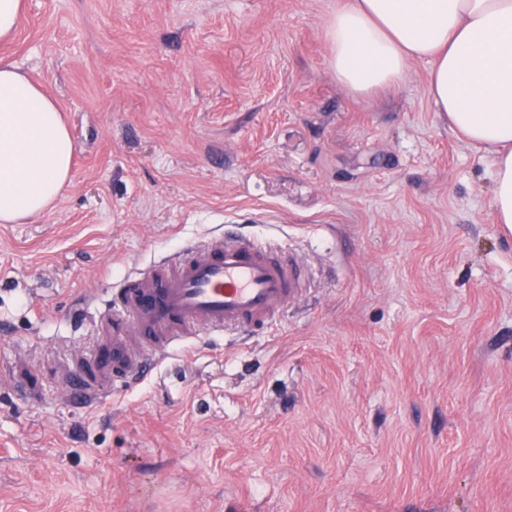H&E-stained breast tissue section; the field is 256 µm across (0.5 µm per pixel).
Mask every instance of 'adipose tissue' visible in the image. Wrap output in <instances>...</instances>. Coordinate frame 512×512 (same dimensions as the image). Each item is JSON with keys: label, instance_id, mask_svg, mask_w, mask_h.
Returning <instances> with one entry per match:
<instances>
[{"label": "adipose tissue", "instance_id": "adipose-tissue-1", "mask_svg": "<svg viewBox=\"0 0 512 512\" xmlns=\"http://www.w3.org/2000/svg\"><path fill=\"white\" fill-rule=\"evenodd\" d=\"M326 30L336 80L354 95L430 62V96L453 133L491 154L494 221L512 229V0H345ZM74 151L57 102L1 58L0 223L50 209Z\"/></svg>", "mask_w": 512, "mask_h": 512}]
</instances>
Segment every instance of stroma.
Here are the masks:
<instances>
[{
	"label": "stroma",
	"instance_id": "1",
	"mask_svg": "<svg viewBox=\"0 0 512 512\" xmlns=\"http://www.w3.org/2000/svg\"><path fill=\"white\" fill-rule=\"evenodd\" d=\"M342 0H25L0 56L75 142L0 224V512H512V232L491 157L412 61L347 92ZM231 226L306 287L268 332L195 336L104 406L65 398L85 318Z\"/></svg>",
	"mask_w": 512,
	"mask_h": 512
}]
</instances>
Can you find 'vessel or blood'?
<instances>
[{
	"label": "vessel or blood",
	"instance_id": "b4317fda",
	"mask_svg": "<svg viewBox=\"0 0 512 512\" xmlns=\"http://www.w3.org/2000/svg\"><path fill=\"white\" fill-rule=\"evenodd\" d=\"M304 286L298 262L258 239L220 234L189 244L128 277L117 301L95 315L96 352L74 362L65 391L83 403H107L117 385L140 378L150 358L190 337L270 329Z\"/></svg>",
	"mask_w": 512,
	"mask_h": 512
}]
</instances>
